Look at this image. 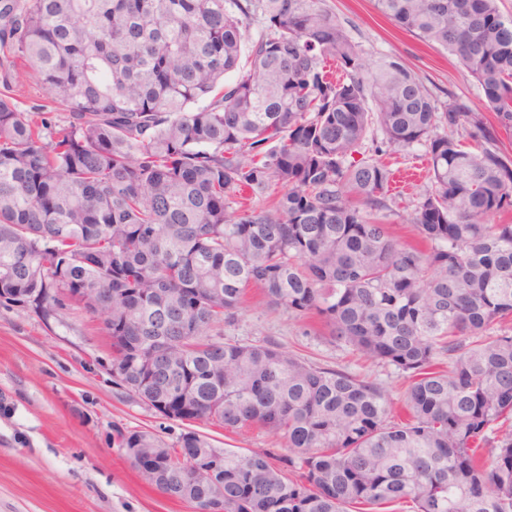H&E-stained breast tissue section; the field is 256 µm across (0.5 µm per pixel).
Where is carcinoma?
<instances>
[{
	"instance_id": "1",
	"label": "carcinoma",
	"mask_w": 512,
	"mask_h": 512,
	"mask_svg": "<svg viewBox=\"0 0 512 512\" xmlns=\"http://www.w3.org/2000/svg\"><path fill=\"white\" fill-rule=\"evenodd\" d=\"M373 6L454 55L482 108L368 60L327 0H0V303L81 306L116 384L160 416L287 449L113 430L200 512H512V224L487 223L512 209V18L498 0ZM19 61L64 122L10 96ZM373 126L377 157L348 162ZM420 148L430 186L402 243L381 156ZM251 285L406 375L400 400L215 339Z\"/></svg>"
}]
</instances>
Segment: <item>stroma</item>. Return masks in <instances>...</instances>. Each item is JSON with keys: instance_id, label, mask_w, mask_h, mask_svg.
Wrapping results in <instances>:
<instances>
[{"instance_id": "stroma-1", "label": "stroma", "mask_w": 512, "mask_h": 512, "mask_svg": "<svg viewBox=\"0 0 512 512\" xmlns=\"http://www.w3.org/2000/svg\"><path fill=\"white\" fill-rule=\"evenodd\" d=\"M352 39L369 59H402L431 89H452L479 105L481 92L470 73L445 52L377 15L371 0H329ZM396 175L386 222L392 235L412 242L411 216L427 187L423 160L385 156ZM313 320L267 305L259 290L223 329L224 340L242 344L276 342L282 349L321 366L341 368L381 383L399 396L406 379L393 366L365 361L348 347L328 344ZM112 345L101 321L78 305L57 314L0 304V394L12 407L0 414V512H194L144 484L112 446V430H150L175 444L185 426L166 420L115 384ZM195 430L216 447L248 452L271 448L256 429L237 432L198 422Z\"/></svg>"}]
</instances>
